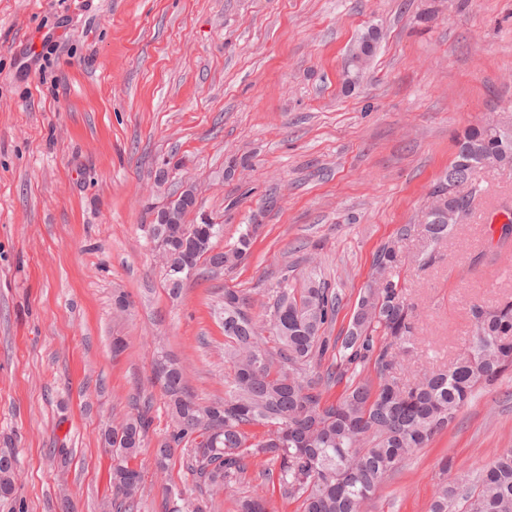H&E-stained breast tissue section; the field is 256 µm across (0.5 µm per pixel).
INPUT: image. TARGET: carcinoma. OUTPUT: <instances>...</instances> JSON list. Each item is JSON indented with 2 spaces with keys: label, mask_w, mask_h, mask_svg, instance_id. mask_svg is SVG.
<instances>
[{
  "label": "carcinoma",
  "mask_w": 512,
  "mask_h": 512,
  "mask_svg": "<svg viewBox=\"0 0 512 512\" xmlns=\"http://www.w3.org/2000/svg\"><path fill=\"white\" fill-rule=\"evenodd\" d=\"M496 130L471 127L455 141V156L431 193L441 209L424 225L426 246L448 239L472 212L476 192L461 208L459 187L481 167L512 170V117ZM186 189L171 200L172 219L161 225L167 242L165 271L206 262L233 267L250 253L255 227L249 225L227 249L215 250L220 224H185L193 206ZM398 241L377 250L366 285L358 294L350 327L336 340L324 335L336 318L339 298L310 277L302 288L288 278L273 290L265 323L257 324L245 298L224 289V359L234 371L224 399L202 405L188 390L182 368L165 353L155 374L167 398L172 429L157 444L156 464L167 470L175 448L190 449L188 469L199 488L213 496L227 484L248 479V459L261 457L262 475L281 495L299 503V512H364L381 481L402 460L453 423L481 385H492L512 370V297L471 308L469 345L444 370L412 383L393 375L400 356L415 350L414 307L404 293ZM274 346H268V343ZM334 351L325 372L316 362ZM372 366L376 378L364 375ZM350 382L335 402L324 400L331 386ZM153 420L149 408L112 424V489L116 512L140 508L141 476L131 465ZM265 428L261 435L255 427ZM16 461L0 456V494L15 490ZM165 512H203L171 484L162 487ZM429 512H512V448L475 478L444 483Z\"/></svg>",
  "instance_id": "obj_1"
}]
</instances>
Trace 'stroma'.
<instances>
[{"instance_id": "obj_1", "label": "stroma", "mask_w": 512, "mask_h": 512, "mask_svg": "<svg viewBox=\"0 0 512 512\" xmlns=\"http://www.w3.org/2000/svg\"><path fill=\"white\" fill-rule=\"evenodd\" d=\"M371 28L375 53L350 80ZM510 112L512 0H0V455L18 471L0 512H60L64 497L71 512H113L104 435L138 394L153 418L136 459L141 512H164L168 482L197 497L186 449L156 466L171 419L154 360L177 359L199 402L223 398L228 288L261 320L278 281L315 276L340 299L335 337L377 249L398 240L418 353L394 374L448 365L471 339L472 306L512 296V242L476 221L512 198V171L488 166L461 186L476 216L429 262L419 233L399 231L429 206L456 135ZM188 188L185 223L223 225L220 245L259 230L243 264L174 298L147 226ZM507 448L510 373L479 387L366 512H428L443 461L473 476ZM264 467L252 460L254 480L208 512L244 497L297 512L258 479Z\"/></svg>"}]
</instances>
